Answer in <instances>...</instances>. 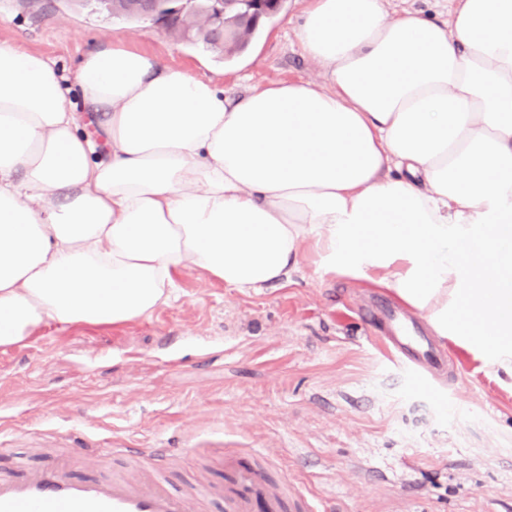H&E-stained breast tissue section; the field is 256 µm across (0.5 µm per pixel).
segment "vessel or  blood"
<instances>
[{"mask_svg":"<svg viewBox=\"0 0 512 512\" xmlns=\"http://www.w3.org/2000/svg\"><path fill=\"white\" fill-rule=\"evenodd\" d=\"M374 321L386 325L383 341L389 356L414 371L426 388L447 372L451 360L420 326L391 306H379ZM89 447L59 449L51 461L0 475V512H186L195 500L207 512L210 496L224 500V512H286L290 495L287 479L272 480L255 453L228 450L222 456L224 484L186 496L171 491L164 478L167 451L129 448V474H102L76 479L75 467L92 456Z\"/></svg>","mask_w":512,"mask_h":512,"instance_id":"vessel-or-blood-1","label":"vessel or blood"}]
</instances>
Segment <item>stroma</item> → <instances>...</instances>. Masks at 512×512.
Masks as SVG:
<instances>
[{
    "instance_id": "obj_1",
    "label": "stroma",
    "mask_w": 512,
    "mask_h": 512,
    "mask_svg": "<svg viewBox=\"0 0 512 512\" xmlns=\"http://www.w3.org/2000/svg\"><path fill=\"white\" fill-rule=\"evenodd\" d=\"M305 7L286 0L229 61L66 0H0V40L52 58L78 107L84 53L115 39L237 97L323 82L294 38ZM375 294L310 249L258 292L189 267L151 317L45 326L0 349V468L47 463L65 431L92 447L170 449L179 491L200 475L223 485L221 449L252 448L317 512H512V382L447 341L457 381L442 397L416 389L364 316Z\"/></svg>"
}]
</instances>
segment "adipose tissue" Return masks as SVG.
<instances>
[{"label": "adipose tissue", "mask_w": 512, "mask_h": 512, "mask_svg": "<svg viewBox=\"0 0 512 512\" xmlns=\"http://www.w3.org/2000/svg\"><path fill=\"white\" fill-rule=\"evenodd\" d=\"M294 36L324 82L231 100L116 39L80 109L0 41V348L151 316L188 267L256 292L311 245L512 377V0H307ZM448 0H388L386 10L391 17H397L405 11H422L438 17L447 12Z\"/></svg>", "instance_id": "adipose-tissue-1"}]
</instances>
